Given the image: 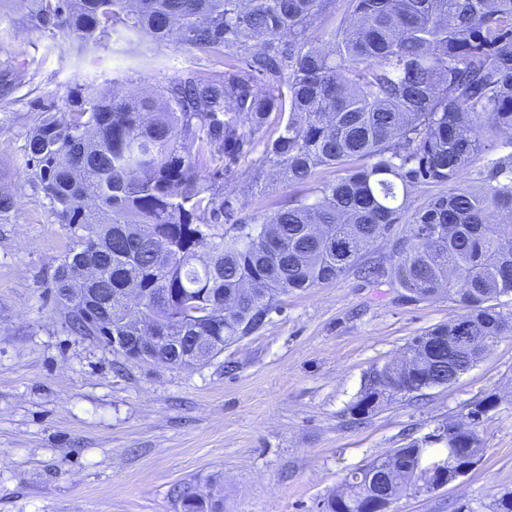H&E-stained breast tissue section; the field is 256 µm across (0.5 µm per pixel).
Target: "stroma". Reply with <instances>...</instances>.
I'll list each match as a JSON object with an SVG mask.
<instances>
[{"label":"stroma","mask_w":512,"mask_h":512,"mask_svg":"<svg viewBox=\"0 0 512 512\" xmlns=\"http://www.w3.org/2000/svg\"><path fill=\"white\" fill-rule=\"evenodd\" d=\"M32 11L0 0V70L20 80L0 93V191L15 199L0 215V512H181L179 485L211 496L214 512H321L367 461L491 394L500 404L478 428L481 462L453 485L404 488L390 512H490L512 491V335L424 402L403 397L363 425L348 420L370 369L458 313L448 298L412 302L362 278L363 267L390 266L392 239L335 281L283 297L260 330L192 368L134 364L73 333L48 288L69 231L26 179L28 131L81 85L151 93L223 73L225 60L145 35L81 50ZM295 192L250 158L224 178L243 218Z\"/></svg>","instance_id":"35a3bbf8"}]
</instances>
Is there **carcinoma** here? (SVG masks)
I'll use <instances>...</instances> for the list:
<instances>
[{
    "instance_id": "cac0c4a2",
    "label": "carcinoma",
    "mask_w": 512,
    "mask_h": 512,
    "mask_svg": "<svg viewBox=\"0 0 512 512\" xmlns=\"http://www.w3.org/2000/svg\"><path fill=\"white\" fill-rule=\"evenodd\" d=\"M333 0H34V18L65 29L82 49L108 33L143 34L228 58L221 75L174 78L151 94L77 88L66 112L27 134V175L69 230L50 292L71 331L126 361V325L165 337L170 366L207 361L259 330L281 297L333 281L379 238L390 269L366 277L397 284L414 302L453 301L476 339L450 320L415 337L395 361L367 372L351 420L395 399H421L469 371L512 334L499 310L512 296V155L487 164L483 184L461 177L495 138L512 132V0H351L352 14L320 46L312 33ZM279 36L288 37L282 46ZM288 79H283V75ZM288 113L259 165L289 185L320 168L338 176L269 214L238 217L224 175L256 149L272 114ZM448 192L395 225L412 192ZM110 289L112 319L67 288ZM479 401L401 449L352 472L322 512H364L370 495L437 477L418 460L447 448L448 475L483 456L475 427L495 408ZM190 512H213L194 488L176 490Z\"/></svg>"
}]
</instances>
